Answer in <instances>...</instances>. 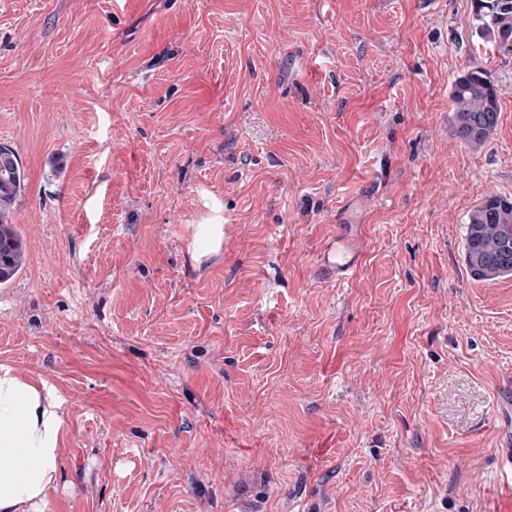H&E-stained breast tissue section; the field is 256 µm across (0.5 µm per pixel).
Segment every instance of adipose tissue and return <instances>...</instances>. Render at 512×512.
I'll list each match as a JSON object with an SVG mask.
<instances>
[{"label":"adipose tissue","mask_w":512,"mask_h":512,"mask_svg":"<svg viewBox=\"0 0 512 512\" xmlns=\"http://www.w3.org/2000/svg\"><path fill=\"white\" fill-rule=\"evenodd\" d=\"M57 404L0 369V512H44L60 481Z\"/></svg>","instance_id":"1"}]
</instances>
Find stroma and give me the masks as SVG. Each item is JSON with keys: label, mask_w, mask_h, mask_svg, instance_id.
Wrapping results in <instances>:
<instances>
[{"label": "stroma", "mask_w": 512, "mask_h": 512, "mask_svg": "<svg viewBox=\"0 0 512 512\" xmlns=\"http://www.w3.org/2000/svg\"><path fill=\"white\" fill-rule=\"evenodd\" d=\"M0 145V366L64 419L45 512H512V277L463 260L512 197V52L473 0H0ZM341 232L346 281L317 271ZM454 132L472 147H480L494 134L499 120L497 93L482 68L457 76L451 84ZM26 175L16 153L0 145V285L8 283L23 267L26 244L11 222V209L26 185ZM225 231L224 206L214 199L208 206V211L200 217L197 223L195 245L204 255L216 252L220 249ZM360 254L352 238L338 234L324 244L317 255L320 273L342 281L352 277L358 270Z\"/></svg>", "instance_id": "obj_1"}]
</instances>
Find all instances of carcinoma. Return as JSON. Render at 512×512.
Instances as JSON below:
<instances>
[{
	"label": "carcinoma",
	"mask_w": 512,
	"mask_h": 512,
	"mask_svg": "<svg viewBox=\"0 0 512 512\" xmlns=\"http://www.w3.org/2000/svg\"><path fill=\"white\" fill-rule=\"evenodd\" d=\"M478 32L482 39L512 49V0H475ZM454 132L472 147H480L494 134L499 120L497 93L489 74L475 68L451 84ZM26 185L16 153L0 145V285L23 267L26 244L11 222V209ZM464 263L477 281L512 276V199L490 193L468 215Z\"/></svg>",
	"instance_id": "cac0c4a2"
}]
</instances>
